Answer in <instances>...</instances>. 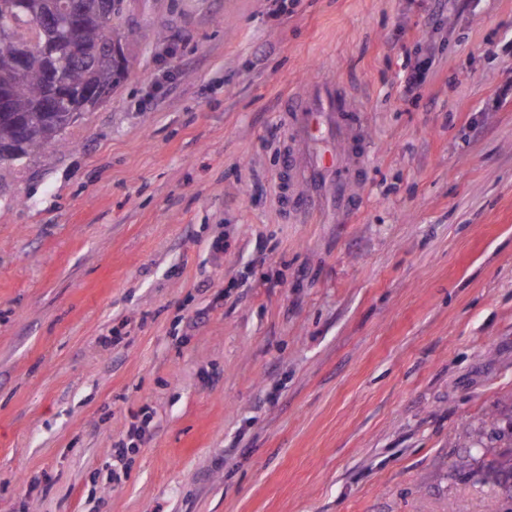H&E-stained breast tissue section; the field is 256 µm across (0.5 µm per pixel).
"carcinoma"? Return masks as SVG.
Returning a JSON list of instances; mask_svg holds the SVG:
<instances>
[{
    "label": "carcinoma",
    "instance_id": "cac0c4a2",
    "mask_svg": "<svg viewBox=\"0 0 512 512\" xmlns=\"http://www.w3.org/2000/svg\"><path fill=\"white\" fill-rule=\"evenodd\" d=\"M101 0H0V27L27 48L22 68L11 52L0 46V93L8 111L0 112V165L21 161L49 147L65 146L64 132L83 113L95 110L129 73L134 57L122 41L133 32L121 30L122 0H112L104 21L89 17ZM48 16L58 18L53 28ZM57 64L68 87L67 99L56 111L46 104L51 89L46 82L49 65ZM484 480L508 491L512 499V449L487 468Z\"/></svg>",
    "mask_w": 512,
    "mask_h": 512
}]
</instances>
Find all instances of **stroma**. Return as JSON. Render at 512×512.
Masks as SVG:
<instances>
[{"label":"stroma","instance_id":"1","mask_svg":"<svg viewBox=\"0 0 512 512\" xmlns=\"http://www.w3.org/2000/svg\"><path fill=\"white\" fill-rule=\"evenodd\" d=\"M123 8L126 79L0 167V512H512V0ZM327 77L361 120L285 184ZM501 454L487 468L484 480L507 489L508 496L512 498V449Z\"/></svg>","mask_w":512,"mask_h":512}]
</instances>
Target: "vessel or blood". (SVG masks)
Returning a JSON list of instances; mask_svg holds the SVG:
<instances>
[{
    "instance_id": "1",
    "label": "vessel or blood",
    "mask_w": 512,
    "mask_h": 512,
    "mask_svg": "<svg viewBox=\"0 0 512 512\" xmlns=\"http://www.w3.org/2000/svg\"><path fill=\"white\" fill-rule=\"evenodd\" d=\"M285 109L290 114L296 141L303 148L323 131L334 140L347 137L359 111L348 92L331 81L319 82L310 95L288 98Z\"/></svg>"
}]
</instances>
